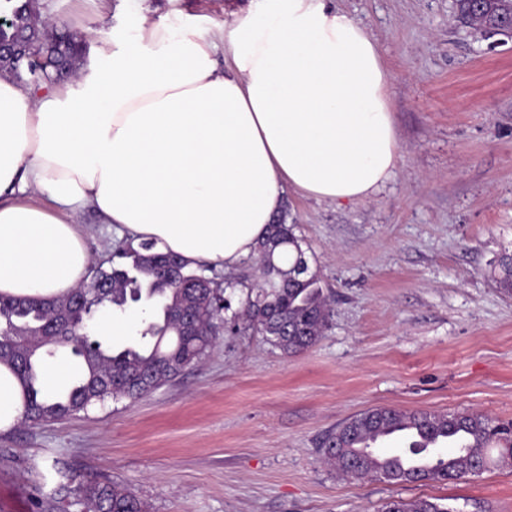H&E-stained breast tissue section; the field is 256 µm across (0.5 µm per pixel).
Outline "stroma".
<instances>
[{"instance_id":"stroma-1","label":"stroma","mask_w":512,"mask_h":512,"mask_svg":"<svg viewBox=\"0 0 512 512\" xmlns=\"http://www.w3.org/2000/svg\"><path fill=\"white\" fill-rule=\"evenodd\" d=\"M249 3L38 0V12L120 38L147 12L213 28ZM334 3L379 45L400 160L364 201L285 193V219L332 302L322 339L290 357L227 330L147 397L0 433V512H37L59 468L119 483L149 512H381L393 498L512 512V468L391 484L323 461L325 435L373 407L512 421V295L492 279L512 251V39L475 30L455 0ZM74 220L92 262L122 246L93 212Z\"/></svg>"}]
</instances>
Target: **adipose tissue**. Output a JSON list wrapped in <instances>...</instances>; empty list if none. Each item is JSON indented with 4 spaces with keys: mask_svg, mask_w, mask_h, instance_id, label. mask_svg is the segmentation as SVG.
<instances>
[{
    "mask_svg": "<svg viewBox=\"0 0 512 512\" xmlns=\"http://www.w3.org/2000/svg\"><path fill=\"white\" fill-rule=\"evenodd\" d=\"M398 162L379 46L331 0H251L213 30L142 17L73 81L0 78V296L51 301L87 279L84 209L230 269L287 189L363 201ZM22 410L0 363V433Z\"/></svg>",
    "mask_w": 512,
    "mask_h": 512,
    "instance_id": "adipose-tissue-1",
    "label": "adipose tissue"
}]
</instances>
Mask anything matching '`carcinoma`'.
I'll use <instances>...</instances> for the list:
<instances>
[{
	"label": "carcinoma",
	"instance_id": "1",
	"mask_svg": "<svg viewBox=\"0 0 512 512\" xmlns=\"http://www.w3.org/2000/svg\"><path fill=\"white\" fill-rule=\"evenodd\" d=\"M36 0H0V45L34 34L41 26ZM461 17L482 28L512 23V0H457ZM58 56L74 69L79 45L70 33L54 36ZM261 283L248 289L238 320L284 354L296 356L315 345L331 317V308L317 272L310 269L302 239L284 217L272 220L266 238L256 249ZM126 265L90 268L83 284L57 300L18 301L0 296V361L18 378L24 410L18 425L62 421L109 400L139 399L196 363L224 327L226 290L235 288L215 275L213 268L192 267L153 242L127 244ZM496 283L512 295V254L500 256ZM132 305L146 314L138 340L118 344L94 334L85 324L101 309L121 317ZM64 351L74 367L71 382L49 393L43 388L45 364ZM410 428L425 439L462 437L465 447L450 455L439 447L412 444L406 452L428 451L436 465L409 471L398 455L375 448L380 439ZM323 456L328 465L352 479L371 478L391 483L450 481L476 476L492 463L512 465V422L503 423L479 413H434L377 407L342 422L326 437ZM68 499L80 512H147L146 504L130 489L104 482H73L66 474L50 495L38 499L39 512H51L57 499ZM382 512H448L427 498L392 499Z\"/></svg>",
	"mask_w": 512,
	"mask_h": 512
}]
</instances>
